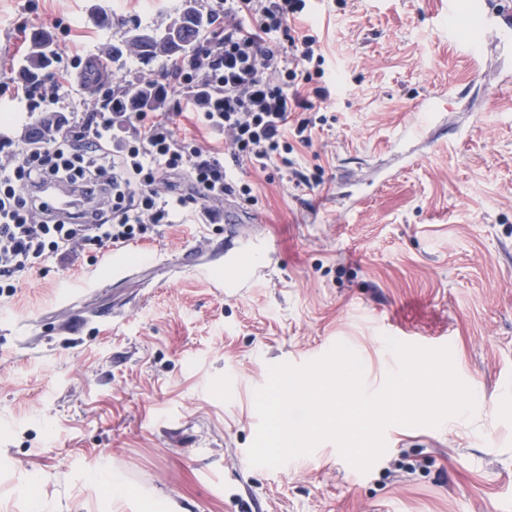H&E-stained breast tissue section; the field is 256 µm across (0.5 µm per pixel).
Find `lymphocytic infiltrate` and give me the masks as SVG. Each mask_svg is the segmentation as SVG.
<instances>
[{"label":"lymphocytic infiltrate","instance_id":"f902f5d3","mask_svg":"<svg viewBox=\"0 0 512 512\" xmlns=\"http://www.w3.org/2000/svg\"><path fill=\"white\" fill-rule=\"evenodd\" d=\"M214 27L205 46L162 74L166 112H115L103 103L64 112L65 72L22 85L15 98L37 128L17 139L0 125V297L49 259L73 264L85 253L137 240L183 214L224 221L225 203L244 210L256 197L247 167L282 162L285 178L314 188L289 155L311 146L331 109L333 85L322 39L295 27L314 0H207ZM201 113L223 145L179 135L174 117ZM53 181L74 195L54 212L37 187Z\"/></svg>","mask_w":512,"mask_h":512}]
</instances>
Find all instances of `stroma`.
<instances>
[{
	"label": "stroma",
	"mask_w": 512,
	"mask_h": 512,
	"mask_svg": "<svg viewBox=\"0 0 512 512\" xmlns=\"http://www.w3.org/2000/svg\"><path fill=\"white\" fill-rule=\"evenodd\" d=\"M182 0H0V71L33 29L59 67L165 28ZM444 0H319L313 22L345 69L299 168L323 186L248 169L259 199L233 212L261 286L214 291L190 270L234 247L222 224L147 235L129 274L90 256L46 262L0 301V512H512V55L484 41L481 71L438 29ZM118 17L96 26L92 12ZM464 91L446 112L419 102ZM424 127L423 138L401 143ZM450 332L476 412L394 425L361 479L336 445L292 468L251 466L254 393L273 364L353 348L367 390L396 360L385 337Z\"/></svg>",
	"instance_id": "35a3bbf8"
}]
</instances>
